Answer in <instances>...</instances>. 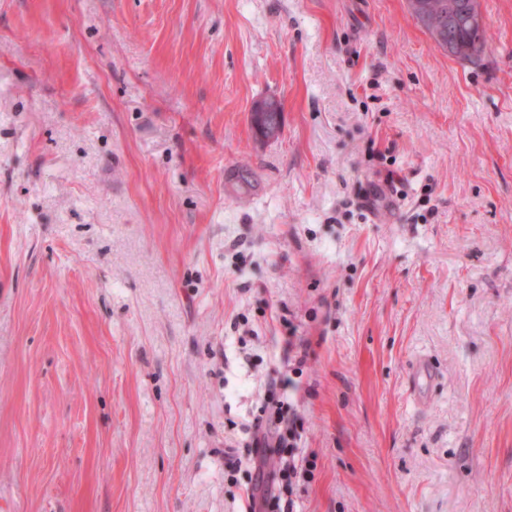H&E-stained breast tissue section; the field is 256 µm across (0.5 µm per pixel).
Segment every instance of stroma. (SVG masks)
Returning a JSON list of instances; mask_svg holds the SVG:
<instances>
[{
    "label": "stroma",
    "instance_id": "1",
    "mask_svg": "<svg viewBox=\"0 0 512 512\" xmlns=\"http://www.w3.org/2000/svg\"><path fill=\"white\" fill-rule=\"evenodd\" d=\"M479 4L463 65L405 0H0V504L239 512L293 326L300 512H512V0ZM283 109V104L281 100L276 96H268L265 98H261L257 101H255L251 107L249 116H250V122L253 127L254 132L261 138H264L265 135L268 133V130L266 126L260 124L256 121L255 118H252L254 116L255 112H273L269 113V116L271 119H274L275 113L279 112Z\"/></svg>",
    "mask_w": 512,
    "mask_h": 512
}]
</instances>
